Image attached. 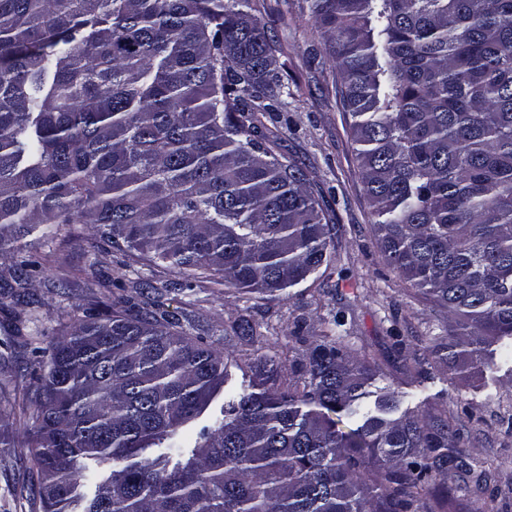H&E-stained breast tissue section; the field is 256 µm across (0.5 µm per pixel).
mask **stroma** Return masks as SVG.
I'll list each match as a JSON object with an SVG mask.
<instances>
[{
	"instance_id": "stroma-1",
	"label": "stroma",
	"mask_w": 512,
	"mask_h": 512,
	"mask_svg": "<svg viewBox=\"0 0 512 512\" xmlns=\"http://www.w3.org/2000/svg\"><path fill=\"white\" fill-rule=\"evenodd\" d=\"M254 6L276 43L284 83L279 110L260 121L278 134L275 152L305 169L322 207L342 226L335 250L298 285L260 294L128 261L91 239L84 224L60 226L51 239L38 231L26 237L25 254L44 270L25 293L11 288L12 262L0 259V351L11 359L0 369V382L12 393L10 401H0V512H43L29 491L27 427L20 416L41 342L33 328L52 335L87 315L121 309L123 300L143 304L134 288L140 279L169 284L162 301L175 330L223 352L227 394L249 385L262 390L254 367L268 357L292 364L302 376L313 346L342 333L352 348L381 364L385 381L402 395V409L424 404L435 415L453 416L460 449L491 478L497 512H512V360L457 378L447 363L431 358L419 365L396 352L398 339L410 349L447 343L448 315L404 283L381 255L334 65L307 0H254ZM245 321L252 336L239 331Z\"/></svg>"
}]
</instances>
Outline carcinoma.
Instances as JSON below:
<instances>
[{"instance_id": "cac0c4a2", "label": "carcinoma", "mask_w": 512, "mask_h": 512, "mask_svg": "<svg viewBox=\"0 0 512 512\" xmlns=\"http://www.w3.org/2000/svg\"><path fill=\"white\" fill-rule=\"evenodd\" d=\"M385 261L447 310L448 369L512 337V0H309ZM252 0H0V256L87 224L155 267L247 292L293 287L341 236L304 169L257 134L284 84ZM30 262L11 267L29 286ZM159 300L90 317L47 354L23 415L43 512H443L453 419L400 405L340 338L303 380L256 372L194 441L224 353ZM112 470L82 491L92 464ZM379 493L368 498L362 475Z\"/></svg>"}]
</instances>
